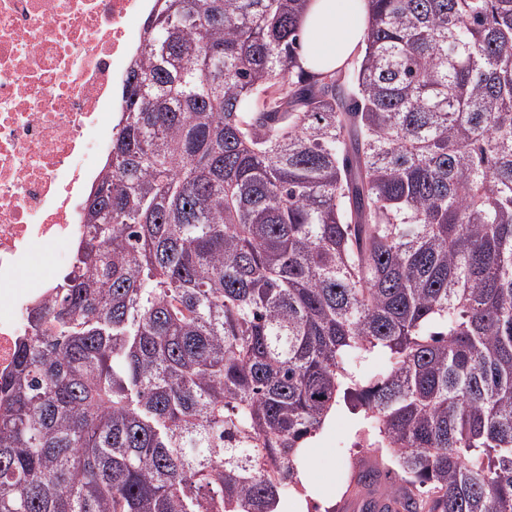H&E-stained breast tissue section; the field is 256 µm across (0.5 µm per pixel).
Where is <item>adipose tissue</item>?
I'll return each instance as SVG.
<instances>
[{"mask_svg": "<svg viewBox=\"0 0 512 512\" xmlns=\"http://www.w3.org/2000/svg\"><path fill=\"white\" fill-rule=\"evenodd\" d=\"M367 26L366 0H308L300 64L316 72L340 69L363 50Z\"/></svg>", "mask_w": 512, "mask_h": 512, "instance_id": "1", "label": "adipose tissue"}]
</instances>
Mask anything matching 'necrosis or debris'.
<instances>
[{
    "instance_id": "obj_1",
    "label": "necrosis or debris",
    "mask_w": 512,
    "mask_h": 512,
    "mask_svg": "<svg viewBox=\"0 0 512 512\" xmlns=\"http://www.w3.org/2000/svg\"><path fill=\"white\" fill-rule=\"evenodd\" d=\"M149 0H0V373L68 265ZM56 247L42 272L33 244Z\"/></svg>"
}]
</instances>
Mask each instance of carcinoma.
I'll return each instance as SVG.
<instances>
[{
    "label": "carcinoma",
    "mask_w": 512,
    "mask_h": 512,
    "mask_svg": "<svg viewBox=\"0 0 512 512\" xmlns=\"http://www.w3.org/2000/svg\"><path fill=\"white\" fill-rule=\"evenodd\" d=\"M307 2L153 0L0 374V512H277L340 398L402 512H512V0H368L324 72Z\"/></svg>",
    "instance_id": "cac0c4a2"
}]
</instances>
